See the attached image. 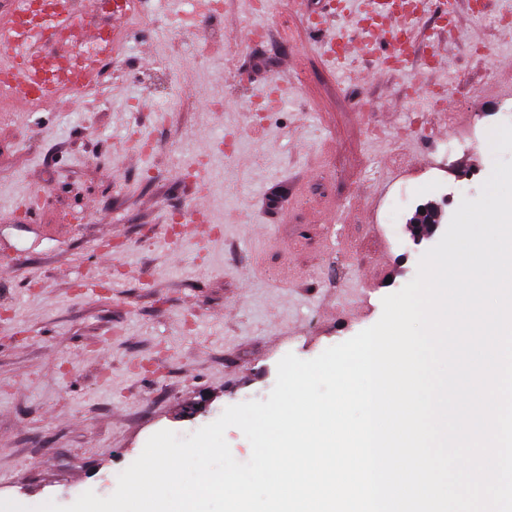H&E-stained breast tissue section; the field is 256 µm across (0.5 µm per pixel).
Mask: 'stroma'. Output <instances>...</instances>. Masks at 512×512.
<instances>
[{
  "instance_id": "35a3bbf8",
  "label": "stroma",
  "mask_w": 512,
  "mask_h": 512,
  "mask_svg": "<svg viewBox=\"0 0 512 512\" xmlns=\"http://www.w3.org/2000/svg\"><path fill=\"white\" fill-rule=\"evenodd\" d=\"M145 8L94 91L0 112V499L29 507L110 496L154 433L267 400L283 356L374 325L439 241L413 245L416 207L477 198L512 123V0L427 13L433 60L402 70L327 61L303 22L322 0H282L257 43V0L193 34L166 27L187 0ZM203 149L202 191L174 172ZM202 192L209 239H170Z\"/></svg>"
}]
</instances>
